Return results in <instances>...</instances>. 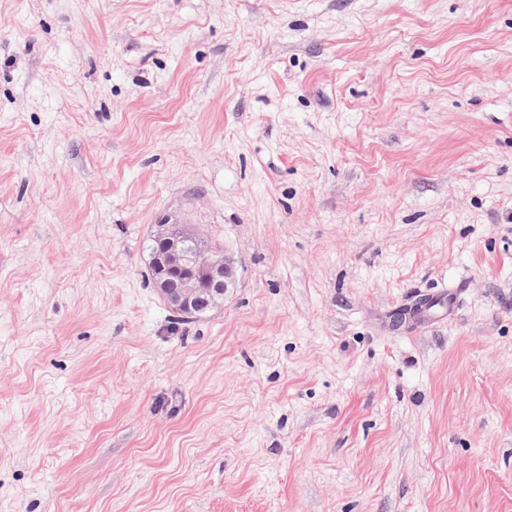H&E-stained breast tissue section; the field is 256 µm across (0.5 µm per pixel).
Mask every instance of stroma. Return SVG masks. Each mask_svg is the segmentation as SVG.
<instances>
[{"label":"stroma","instance_id":"1","mask_svg":"<svg viewBox=\"0 0 512 512\" xmlns=\"http://www.w3.org/2000/svg\"><path fill=\"white\" fill-rule=\"evenodd\" d=\"M0 512H512V0H0ZM155 227L152 238L158 246L150 252L149 265L167 306L197 318L223 303L236 287L234 258L191 224L167 217Z\"/></svg>","mask_w":512,"mask_h":512}]
</instances>
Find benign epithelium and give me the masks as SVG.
Segmentation results:
<instances>
[{"label":"benign epithelium","instance_id":"1","mask_svg":"<svg viewBox=\"0 0 512 512\" xmlns=\"http://www.w3.org/2000/svg\"><path fill=\"white\" fill-rule=\"evenodd\" d=\"M150 252L155 287L177 314L197 318L224 302L236 287L234 258L190 224L169 218L156 225Z\"/></svg>","mask_w":512,"mask_h":512}]
</instances>
